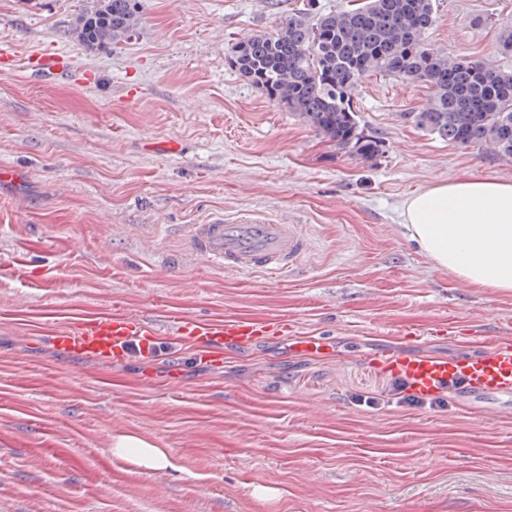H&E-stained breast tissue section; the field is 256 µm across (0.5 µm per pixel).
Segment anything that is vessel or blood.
I'll list each match as a JSON object with an SVG mask.
<instances>
[{"instance_id": "b4317fda", "label": "vessel or blood", "mask_w": 512, "mask_h": 512, "mask_svg": "<svg viewBox=\"0 0 512 512\" xmlns=\"http://www.w3.org/2000/svg\"><path fill=\"white\" fill-rule=\"evenodd\" d=\"M28 71L59 77L70 71L66 54L52 51L30 53ZM194 256L221 268L242 274L262 272L281 276L294 270L310 249L303 225L284 224L254 214L247 218L211 215L206 223L192 225L187 236ZM178 340L199 349L210 361L220 362L225 352L256 345L265 336L290 340L295 350L320 352L324 342L317 336L296 335L287 319L264 321L227 317L201 320L189 315L173 319ZM161 333L155 320L122 310L97 313L70 322L48 341L71 355L102 361L135 354L142 361L154 360ZM486 351L475 357L448 360L432 355H390L379 366L405 381L410 394L432 398L461 383L469 397L512 396V336H487Z\"/></svg>"}]
</instances>
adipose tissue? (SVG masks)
<instances>
[{"label":"adipose tissue","instance_id":"adipose-tissue-1","mask_svg":"<svg viewBox=\"0 0 512 512\" xmlns=\"http://www.w3.org/2000/svg\"><path fill=\"white\" fill-rule=\"evenodd\" d=\"M403 216L434 267L480 288L512 291V183H438L409 197ZM112 453L150 471L169 464L165 449L133 433L113 436Z\"/></svg>","mask_w":512,"mask_h":512}]
</instances>
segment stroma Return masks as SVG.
Segmentation results:
<instances>
[{
    "instance_id": "stroma-1",
    "label": "stroma",
    "mask_w": 512,
    "mask_h": 512,
    "mask_svg": "<svg viewBox=\"0 0 512 512\" xmlns=\"http://www.w3.org/2000/svg\"><path fill=\"white\" fill-rule=\"evenodd\" d=\"M348 0H142L133 35L88 52L67 35L92 0H0V45L53 47L66 81L0 72V512H512V399L460 407L383 401V350L456 358L458 330L512 334V292L432 266L403 225L407 198L472 176L512 182V161L404 120L421 83L372 75L354 93L372 162L336 149L228 65L238 41L289 14ZM512 0H439L428 41L497 59ZM304 225L312 248L287 278L219 269L186 252L213 213ZM158 319L142 385L137 356H69L43 339L78 314ZM285 317L322 354L279 337L214 364L170 336L172 316ZM447 335H435L437 326ZM132 432L170 467L114 457Z\"/></svg>"
}]
</instances>
